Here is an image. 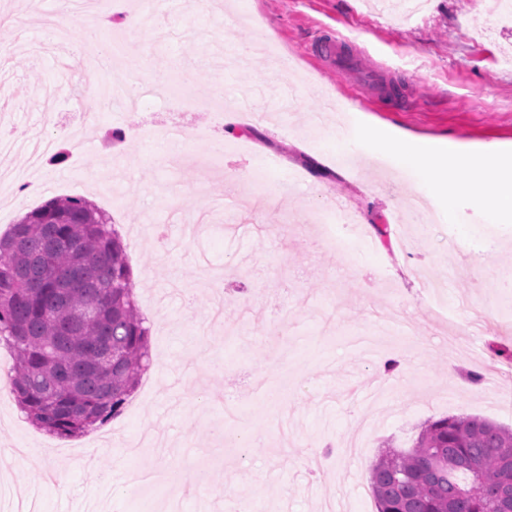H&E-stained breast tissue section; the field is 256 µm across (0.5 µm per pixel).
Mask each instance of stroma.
Returning <instances> with one entry per match:
<instances>
[{
	"label": "stroma",
	"mask_w": 512,
	"mask_h": 512,
	"mask_svg": "<svg viewBox=\"0 0 512 512\" xmlns=\"http://www.w3.org/2000/svg\"><path fill=\"white\" fill-rule=\"evenodd\" d=\"M59 0H0V168L41 181L25 197L0 190V233L44 201L83 196L109 207L149 322L151 364L123 411L61 439L21 416L0 394V512H142L152 490L128 470L180 468V512H377L370 466L410 448L442 416L478 415L512 429V402L496 404L497 377L512 372V224H487L470 197L454 208L424 197L414 176L357 151L341 164L329 143L338 113L382 135L497 147L512 168V28L492 27L494 0H429L422 15L368 0H160L147 32L128 41L145 103L136 113L102 106L84 75L98 42L76 27L65 44L47 36ZM340 37L365 64L384 67L403 104L361 93L327 70L309 45ZM188 78L193 106L162 89ZM248 104L251 123L220 137L214 112ZM95 114L72 147L60 130ZM181 123L175 147L135 134ZM124 133L121 146L107 134ZM68 148L60 166L32 170V146ZM267 166L280 196H259L251 175ZM340 198L368 246L329 207ZM425 198L436 220L396 222L407 198ZM444 282L430 298L429 280ZM222 358L215 377L199 349ZM405 357L396 380L378 368ZM456 376H448L449 364ZM484 385H469L470 372ZM369 432L347 459L350 437ZM109 449L111 481L71 468L82 448ZM38 448L37 460L20 458Z\"/></svg>",
	"instance_id": "1"
}]
</instances>
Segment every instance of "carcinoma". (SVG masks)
I'll list each match as a JSON object with an SVG mask.
<instances>
[{"label":"carcinoma","instance_id":"obj_1","mask_svg":"<svg viewBox=\"0 0 512 512\" xmlns=\"http://www.w3.org/2000/svg\"><path fill=\"white\" fill-rule=\"evenodd\" d=\"M144 323L121 237L93 202L51 199L0 236V339L35 427L76 437L116 415L150 361ZM370 484L377 512H512V431L430 420L372 465Z\"/></svg>","mask_w":512,"mask_h":512}]
</instances>
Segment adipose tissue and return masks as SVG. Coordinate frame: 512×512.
<instances>
[{
    "label": "adipose tissue",
    "instance_id": "adipose-tissue-1",
    "mask_svg": "<svg viewBox=\"0 0 512 512\" xmlns=\"http://www.w3.org/2000/svg\"><path fill=\"white\" fill-rule=\"evenodd\" d=\"M378 153L414 175L430 196L455 201L465 194L480 206L489 224H512V177L503 176L496 147H486L478 159L458 157L456 164L467 173L465 182L447 186L440 176L438 147L402 137L379 138L374 130L352 127L336 137V151L353 154L357 149Z\"/></svg>",
    "mask_w": 512,
    "mask_h": 512
}]
</instances>
